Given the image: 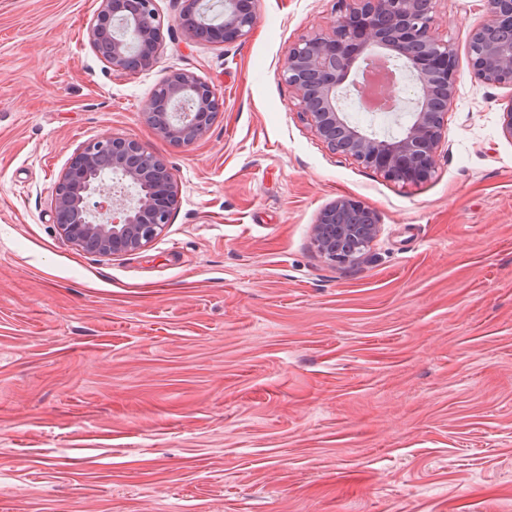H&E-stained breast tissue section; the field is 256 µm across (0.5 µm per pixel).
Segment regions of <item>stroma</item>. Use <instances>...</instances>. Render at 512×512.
Here are the masks:
<instances>
[{
    "label": "stroma",
    "mask_w": 512,
    "mask_h": 512,
    "mask_svg": "<svg viewBox=\"0 0 512 512\" xmlns=\"http://www.w3.org/2000/svg\"><path fill=\"white\" fill-rule=\"evenodd\" d=\"M100 0H0V512H512V85L475 78L487 0H439L458 92L427 180L333 154L280 78L338 0H259L249 37L187 41L156 0L146 71L92 50ZM223 100L188 147L143 112L174 71ZM129 137L179 201L100 256L53 221L88 142ZM382 232L355 265L310 228L338 196Z\"/></svg>",
    "instance_id": "stroma-1"
}]
</instances>
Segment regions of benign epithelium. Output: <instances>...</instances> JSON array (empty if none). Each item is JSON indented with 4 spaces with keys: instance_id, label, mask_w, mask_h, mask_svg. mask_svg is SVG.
<instances>
[{
    "instance_id": "obj_1",
    "label": "benign epithelium",
    "mask_w": 512,
    "mask_h": 512,
    "mask_svg": "<svg viewBox=\"0 0 512 512\" xmlns=\"http://www.w3.org/2000/svg\"><path fill=\"white\" fill-rule=\"evenodd\" d=\"M438 0H341L326 29L289 49L281 71L298 108L332 151L403 184L434 172L447 130L448 106L458 91L456 55L436 34ZM220 22H209L204 0H182L178 24L185 39L230 45L247 38L258 0H217ZM492 19L470 35L474 74L489 85H512V0H489ZM92 49L114 71L155 64L162 23L155 0H101L90 23ZM403 60L415 87L406 101L382 98L386 119L402 125L379 133L351 121L347 102L369 95L365 81H348L378 55ZM222 100L190 71H176L155 91L146 121L175 146H189L208 132ZM178 202L173 173L132 138L91 141L77 150L55 188L54 222L71 244L102 256L149 246L169 223ZM382 231L375 213L341 196L311 226V240L330 263L360 262Z\"/></svg>"
}]
</instances>
